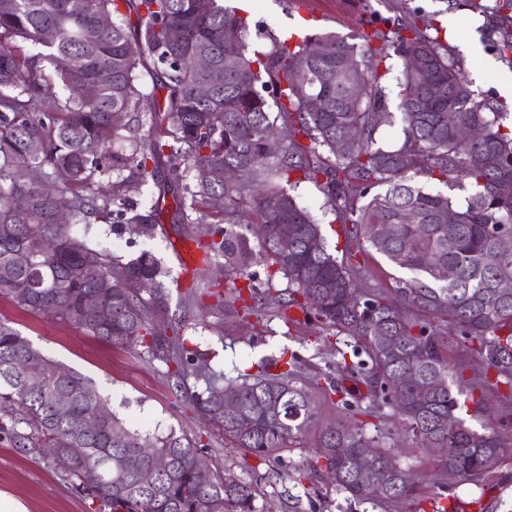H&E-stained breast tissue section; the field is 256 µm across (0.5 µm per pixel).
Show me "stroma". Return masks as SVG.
<instances>
[{"label":"stroma","mask_w":512,"mask_h":512,"mask_svg":"<svg viewBox=\"0 0 512 512\" xmlns=\"http://www.w3.org/2000/svg\"><path fill=\"white\" fill-rule=\"evenodd\" d=\"M303 6L319 17L311 25V32H333L344 37L358 34L362 18L369 13L379 20L394 18L405 6L429 14L446 8L444 0H368L364 8L355 0H303ZM299 9L285 8L283 0H253L249 42L262 44L270 32L279 37L300 32ZM454 16L456 26L448 35L449 47L462 59L466 75L473 77L475 90L495 91L499 75L508 67L483 40L482 17L465 8L455 11ZM295 193L299 202L320 219L329 251L344 257L346 240L332 214L326 213L321 190L304 182ZM173 217V210L164 211L161 229L151 238L141 236L132 224L115 229L99 224L95 239L126 261L144 250L161 260L168 272L165 284L170 290V310L185 315V337L201 352L212 354L215 369L223 371L228 379L253 374L261 360L279 357L286 349L301 358V378L307 383H318L321 373L335 371L337 351L344 348L348 338L341 333L331 342H323L324 326L312 315L259 320L247 314L239 302L221 310L186 307L184 295L193 278L213 277L217 267L204 265L192 273L179 266L174 248L182 233ZM401 276V271L379 254L358 258V277L365 291L392 292ZM0 320L19 330L43 355L89 378L127 427L150 434L175 430L200 436L202 455L212 471H228L255 485L257 506L273 508L274 512H432L431 499L441 496L448 512H512V454L502 458L483 489L449 480L437 457L403 431L391 407H383L379 426L367 427L366 434H381L401 466L414 475L416 487L410 496L387 505L358 503L347 499L325 476L298 480V471L306 469L313 456V437L263 462L226 445L218 433L194 415L187 402L176 396L163 365L150 362L141 347L103 342L59 320L30 313L3 297ZM437 330L445 341L449 360L463 367L466 379L474 386L467 401L468 422L477 427L487 421L499 426L502 435L512 434V401L499 397L492 389H479L482 368L471 342L445 322H438ZM0 491L21 498L28 512H94L90 500L77 493L61 474L41 460L16 452L4 440H0ZM476 497L481 498V507L472 506Z\"/></svg>","instance_id":"stroma-1"}]
</instances>
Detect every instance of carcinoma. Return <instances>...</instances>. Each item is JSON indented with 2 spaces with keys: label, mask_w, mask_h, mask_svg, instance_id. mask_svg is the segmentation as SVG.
Returning a JSON list of instances; mask_svg holds the SVG:
<instances>
[{
  "label": "carcinoma",
  "mask_w": 512,
  "mask_h": 512,
  "mask_svg": "<svg viewBox=\"0 0 512 512\" xmlns=\"http://www.w3.org/2000/svg\"><path fill=\"white\" fill-rule=\"evenodd\" d=\"M82 4L75 14L70 0H0V297L105 342L143 347L200 420L260 461L314 428L309 473H324L358 502L408 496L411 488L396 486L397 455L367 437L361 422H338L333 433L316 427L318 406L300 383L297 354L224 380L188 347L183 321L170 313L161 262L149 252L123 262L91 240L95 224H134L154 236L160 203L170 197L187 236L205 256L224 258L232 276L225 293L209 292L211 282L192 284L189 301L247 298L249 313L296 306L345 333L353 355L370 360V406L394 407L416 441L443 450L442 464L461 480L487 482L503 449L499 434L460 416L466 382L422 317H448L476 343L495 385L512 393V296L498 289L512 281V250L499 249L500 236L512 233V125L496 97L472 89L439 21L417 8L381 27L373 20L352 39L321 33L289 46L269 33V46L252 50L247 20L224 0ZM123 7L136 14L135 26ZM461 7L484 18L493 50L512 68V0H447V10ZM113 15L112 25L99 23ZM173 27L182 31L178 45L168 41ZM198 54L224 70L206 96L199 92L206 73L189 65ZM393 57L403 61L396 77L402 141L384 147L383 80ZM149 64L166 92L162 103L140 89ZM88 85L93 100L84 96ZM310 98L321 109L307 110ZM115 113L127 122H112ZM472 124L481 125V139L464 135ZM226 166L238 169L237 180L224 181ZM20 169L24 180L16 178ZM304 181L319 186L346 239L411 273L397 288L400 304L381 293L359 306L348 299L357 267L328 251L320 224L293 194ZM429 181L447 191L427 188ZM150 182L158 188L152 206L120 204ZM455 189L466 192L461 204ZM63 208L70 223L57 224ZM243 211L252 216L246 223ZM79 224L82 232H73ZM280 224L294 228L286 242ZM257 249L266 259L263 282L248 272ZM279 275L287 285L275 290ZM103 303L112 308L108 322L96 314ZM34 356L46 369L41 389L24 376ZM201 376L205 389H191L190 379ZM58 396L69 398L74 418L99 415L98 427L75 431L55 412ZM226 399L235 412L224 410ZM237 413L251 418L250 431L237 427ZM0 439L60 471L98 503L97 512H257L255 488L213 473L198 439L126 427L87 378L2 321ZM338 448L376 449L381 471L361 476L354 456ZM158 455L170 460L162 474L152 469Z\"/></svg>",
  "instance_id": "obj_1"
}]
</instances>
